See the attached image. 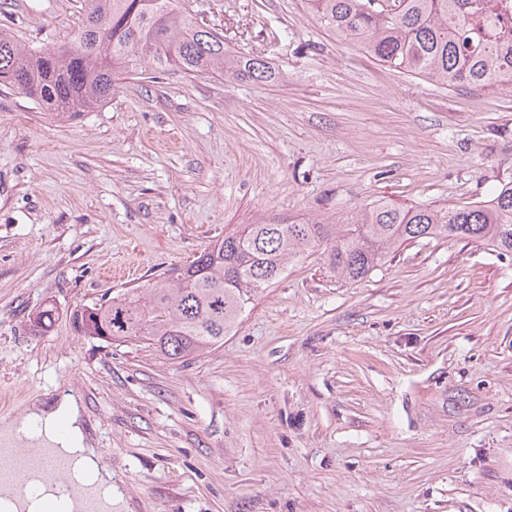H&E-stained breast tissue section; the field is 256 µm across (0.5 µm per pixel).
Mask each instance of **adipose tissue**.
Instances as JSON below:
<instances>
[{
    "instance_id": "obj_1",
    "label": "adipose tissue",
    "mask_w": 512,
    "mask_h": 512,
    "mask_svg": "<svg viewBox=\"0 0 512 512\" xmlns=\"http://www.w3.org/2000/svg\"><path fill=\"white\" fill-rule=\"evenodd\" d=\"M31 443L70 457L73 462L71 479L95 486L105 501L107 512H114L112 488L101 478L108 464L103 455L91 447L80 407L74 400L65 398L54 408L39 407L22 419L0 422V444L14 448Z\"/></svg>"
}]
</instances>
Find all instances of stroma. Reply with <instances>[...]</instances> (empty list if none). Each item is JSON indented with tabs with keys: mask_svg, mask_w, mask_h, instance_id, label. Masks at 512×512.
I'll return each mask as SVG.
<instances>
[{
	"mask_svg": "<svg viewBox=\"0 0 512 512\" xmlns=\"http://www.w3.org/2000/svg\"><path fill=\"white\" fill-rule=\"evenodd\" d=\"M188 3L276 79L135 71L77 116L0 86V418L73 396L120 512H512V255L422 239L349 281L309 252L183 362L74 330L77 306L225 225L451 208L512 181V85L387 70L304 0ZM82 20L79 0H0L33 49Z\"/></svg>",
	"mask_w": 512,
	"mask_h": 512,
	"instance_id": "obj_1",
	"label": "stroma"
}]
</instances>
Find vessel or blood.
<instances>
[{"label": "vessel or blood", "instance_id": "vessel-or-blood-1", "mask_svg": "<svg viewBox=\"0 0 512 512\" xmlns=\"http://www.w3.org/2000/svg\"><path fill=\"white\" fill-rule=\"evenodd\" d=\"M69 461L47 450H38L22 454L12 448H0V484L11 485L16 493H24L30 473H38L50 484H62L63 495H56L45 500L42 512H69L68 503L78 502L82 512H104L98 495L86 485L65 481L69 472Z\"/></svg>", "mask_w": 512, "mask_h": 512}]
</instances>
